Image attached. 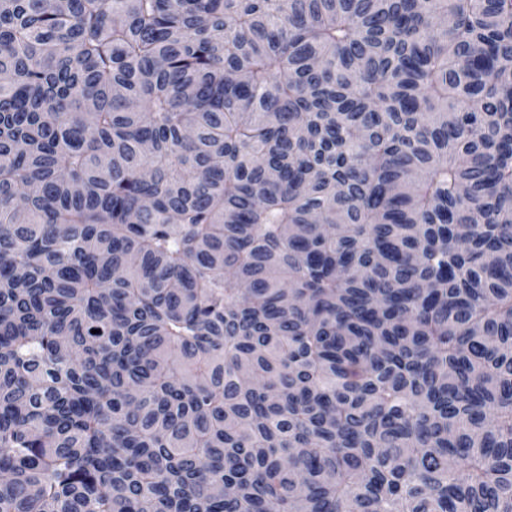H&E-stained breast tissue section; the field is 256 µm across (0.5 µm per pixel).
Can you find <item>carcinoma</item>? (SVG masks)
<instances>
[{
    "label": "carcinoma",
    "instance_id": "obj_1",
    "mask_svg": "<svg viewBox=\"0 0 512 512\" xmlns=\"http://www.w3.org/2000/svg\"><path fill=\"white\" fill-rule=\"evenodd\" d=\"M0 512H512V0H0Z\"/></svg>",
    "mask_w": 512,
    "mask_h": 512
}]
</instances>
